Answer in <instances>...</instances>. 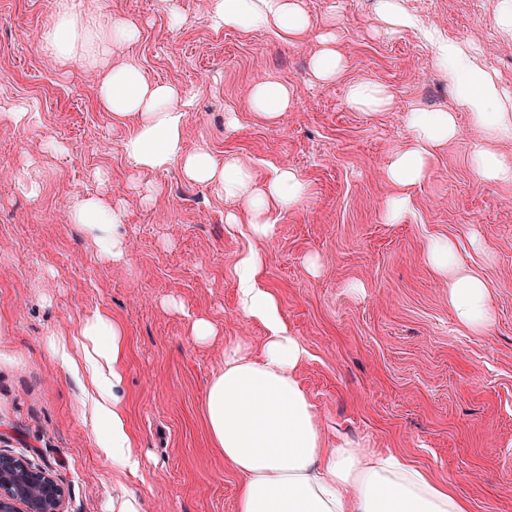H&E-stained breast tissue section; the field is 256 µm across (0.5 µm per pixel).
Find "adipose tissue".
<instances>
[{
  "label": "adipose tissue",
  "instance_id": "1",
  "mask_svg": "<svg viewBox=\"0 0 512 512\" xmlns=\"http://www.w3.org/2000/svg\"><path fill=\"white\" fill-rule=\"evenodd\" d=\"M53 22L39 33L43 52L60 62L82 57L102 70L99 99L113 119L132 120L122 142L130 166L158 171L181 162L186 178L243 203L251 238L268 237L272 211L300 204L308 187L293 170L278 168L255 183L250 165L232 159L217 165L206 147L187 150L185 110L190 101L178 88L148 81L137 65H111L114 45L135 40L134 22L117 19L102 25L90 14L75 12L71 0H58ZM213 27L273 29L286 43L308 32L312 22L300 0H210ZM438 69L453 88V107L443 112H411L410 138L390 155L386 168L396 194L387 203L386 220L394 223L412 207L410 190L426 177L437 150L459 132L456 115L469 113L486 144L472 155L484 181L512 183V154L490 149V142L512 137V93L506 91L465 43L434 36ZM292 89L275 79L257 82L249 109L266 120L288 111ZM101 251L123 260L118 232L121 214L104 196L81 200L72 213ZM427 259L448 281V303L459 322L477 331L491 324L488 286L457 260L450 239L431 240ZM264 258L256 247L242 252L234 265L240 312L262 322L269 336L259 353L238 343L224 347V367L213 374L203 400L213 447L242 475L236 512H469L451 485L402 455L382 448H361L345 441L329 444L297 369L307 356L288 331L275 295L262 285ZM84 358L94 369L100 391L99 413L108 428L105 445L121 470L137 469L139 455L124 407L122 388L126 345L121 327L107 315L86 319L79 331Z\"/></svg>",
  "mask_w": 512,
  "mask_h": 512
}]
</instances>
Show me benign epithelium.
I'll return each instance as SVG.
<instances>
[{"instance_id":"benign-epithelium-1","label":"benign epithelium","mask_w":512,"mask_h":512,"mask_svg":"<svg viewBox=\"0 0 512 512\" xmlns=\"http://www.w3.org/2000/svg\"><path fill=\"white\" fill-rule=\"evenodd\" d=\"M65 496L51 472L0 451V512H63Z\"/></svg>"}]
</instances>
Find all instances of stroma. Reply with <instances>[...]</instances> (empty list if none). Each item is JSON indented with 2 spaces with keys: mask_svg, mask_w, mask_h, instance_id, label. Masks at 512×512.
Instances as JSON below:
<instances>
[{
  "mask_svg": "<svg viewBox=\"0 0 512 512\" xmlns=\"http://www.w3.org/2000/svg\"><path fill=\"white\" fill-rule=\"evenodd\" d=\"M57 0H0V110L26 105L35 123L0 122V450L29 459L65 485V512H112L128 494L142 512H235L241 482L212 448L203 409L224 345L260 347L266 330L241 317L231 272L252 244L225 223L248 221L242 205L188 181L180 163L132 169L122 153L130 123L99 103L101 72L45 54L33 32L49 25ZM102 23L134 21L139 38L112 60L134 63L152 82L191 95L188 147L217 163L250 162L256 182L288 167L308 186L298 206L273 213V234L255 243L262 285L279 299L289 329L309 352L299 369L328 440L391 448L451 483L470 512H512V183L478 178V138L468 113L441 147L413 207L385 219L395 188L391 151L409 138L407 114L451 109L425 28L474 45L483 64L512 89V41L496 24L499 0H403L420 28L386 32L376 0H301L313 21L299 40L272 29H214L207 0H73ZM184 18L170 22L171 11ZM336 18L342 76L309 77L328 16ZM290 85L278 120L248 108L256 82ZM386 87L389 112H360L351 82ZM238 124L227 127L226 113ZM27 175L40 186L27 197ZM111 197L123 212L128 257H104L70 220L82 198ZM452 239L458 261L489 288L491 326L465 328L448 284L429 264L431 239ZM317 260L310 269L309 260ZM109 315L125 333L124 389L141 448L137 473L118 474L99 445L82 352V323ZM215 329L194 340L193 318ZM73 358L64 363L60 347Z\"/></svg>",
  "mask_w": 512,
  "mask_h": 512,
  "instance_id": "1",
  "label": "stroma"
}]
</instances>
